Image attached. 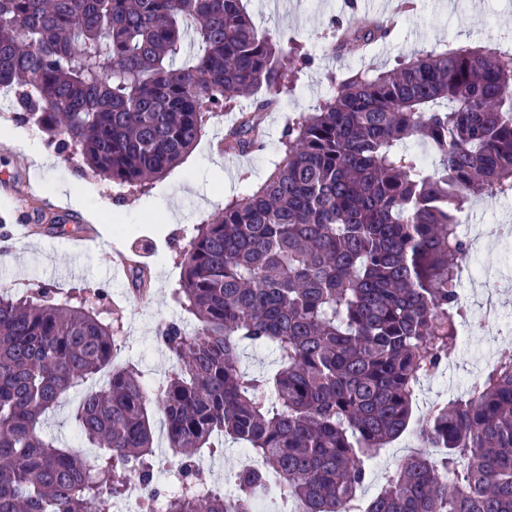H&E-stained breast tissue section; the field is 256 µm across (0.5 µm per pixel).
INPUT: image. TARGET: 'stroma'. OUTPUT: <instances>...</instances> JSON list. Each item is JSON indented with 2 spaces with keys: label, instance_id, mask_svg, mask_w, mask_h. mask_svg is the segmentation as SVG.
<instances>
[{
  "label": "stroma",
  "instance_id": "35a3bbf8",
  "mask_svg": "<svg viewBox=\"0 0 512 512\" xmlns=\"http://www.w3.org/2000/svg\"><path fill=\"white\" fill-rule=\"evenodd\" d=\"M247 11L259 30L274 33L283 46H302L312 59L299 75L294 90L278 111L265 118V148L248 154L217 150L224 130L240 109L253 100L242 97L236 108L212 118L206 132L184 160L144 188L120 187L52 156L41 164L21 146L0 139V175L10 178L16 192L0 195V214H25L31 236L13 242L0 253V287L23 296L38 288L77 294L82 288H102L109 294L105 319L119 325L122 349L119 362L138 364L150 384H158L172 369L155 334L160 322L179 318L171 290L180 278L179 253L189 241L192 227L221 211L229 200L259 186L272 172L279 140L288 124L300 114L315 111L330 97L333 77L393 68L398 59L414 52L489 46L512 52V0H415V8L397 14L392 35L378 42L372 53L334 54L332 20L344 19L347 0H246ZM62 184L76 194L90 195L99 224L88 223L81 211L55 199L46 185ZM177 221H170V213ZM115 251L136 253L151 280L146 293H133L126 273L109 275ZM468 348L450 353L452 367L424 380L415 401L416 413L435 402L452 399L448 380L458 375L475 380L481 374L470 350L489 349L495 355H512V332L490 336L473 334ZM82 395L74 390L43 425L46 436L67 448L82 447L74 411ZM414 430H406L375 460L372 477L364 486V499L376 496L387 465L416 451Z\"/></svg>",
  "mask_w": 512,
  "mask_h": 512
}]
</instances>
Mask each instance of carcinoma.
Masks as SVG:
<instances>
[{
	"mask_svg": "<svg viewBox=\"0 0 512 512\" xmlns=\"http://www.w3.org/2000/svg\"><path fill=\"white\" fill-rule=\"evenodd\" d=\"M391 33L360 18L336 49ZM308 61L241 0H0L14 120L118 186L162 177L245 93L254 105L224 150L262 149L266 113ZM417 135L428 165L409 149ZM281 145L257 189L195 225L171 290L184 317L156 329L173 361L157 409L182 485L166 512H255L261 496L294 512H512V356L416 420L439 454L407 456L359 498L467 322L458 215L477 196H512V55L460 47L357 72ZM104 296L0 293V512H112L132 470L161 495L150 387L137 366L114 364ZM244 345L272 349L275 372L244 369ZM99 373L108 380L75 413L85 448H63L42 423ZM218 436L255 459L233 472L231 498L201 491L198 459Z\"/></svg>",
	"mask_w": 512,
	"mask_h": 512,
	"instance_id": "carcinoma-1",
	"label": "carcinoma"
}]
</instances>
